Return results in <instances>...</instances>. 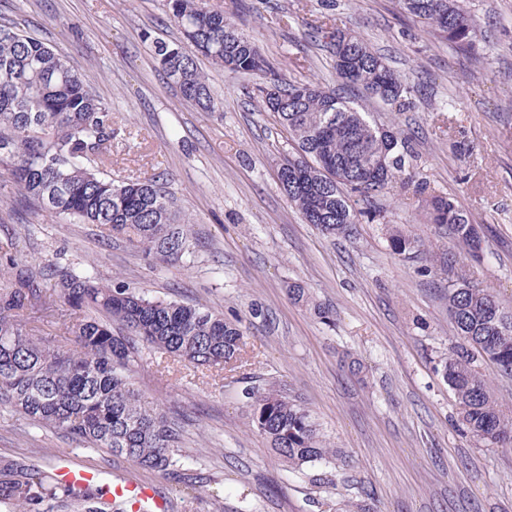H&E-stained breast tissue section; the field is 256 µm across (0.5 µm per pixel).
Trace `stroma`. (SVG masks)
Wrapping results in <instances>:
<instances>
[{
  "label": "stroma",
  "instance_id": "stroma-1",
  "mask_svg": "<svg viewBox=\"0 0 512 512\" xmlns=\"http://www.w3.org/2000/svg\"><path fill=\"white\" fill-rule=\"evenodd\" d=\"M291 82L335 89L371 123L405 138L416 178L390 184L381 214L350 237L307 224L279 189L292 152L287 131L253 96L256 77L209 69L221 103L186 100L154 59L152 42L179 28L164 0H0V26L17 27L64 55L110 102L120 134L112 177L158 176L195 230L171 266L101 240L89 224L50 217L0 167V241L27 259L119 275L162 299L205 304L241 320L245 367L204 376L142 365L136 386L180 415L177 462L153 471L30 424L0 406V455L88 463L107 479H140L171 512H512V447L476 442L458 420L439 361L456 341L442 262L512 310V0H462L476 18L459 50L416 25L398 0H210ZM356 33L403 75L404 107L365 99L336 75L324 37ZM471 146L459 156L455 147ZM451 197L482 228L480 262L460 256L424 201ZM423 243L405 255L393 230ZM310 305L292 300L291 283ZM328 316L320 318L316 310ZM358 359L363 377L350 374ZM277 383L309 410L337 456L291 469L248 425L244 389ZM198 475L192 487L179 476Z\"/></svg>",
  "mask_w": 512,
  "mask_h": 512
}]
</instances>
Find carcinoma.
I'll list each match as a JSON object with an SVG mask.
<instances>
[{"label":"carcinoma","mask_w":512,"mask_h":512,"mask_svg":"<svg viewBox=\"0 0 512 512\" xmlns=\"http://www.w3.org/2000/svg\"><path fill=\"white\" fill-rule=\"evenodd\" d=\"M416 21L460 50L473 44L477 20L459 0H399ZM185 45L157 38L152 53L183 96L212 112L220 110L201 55L217 69L270 77L260 88L264 111L277 115L295 144V155L278 169V182L304 221L327 237L350 235L368 212L366 199L409 172L407 142L380 139L366 113L334 90L292 83L272 75L256 44L208 0H166ZM334 58L348 54L349 74H338L370 99L404 105L409 88L362 38L341 31L328 36ZM112 104L96 96L86 79L46 43L0 28V165L11 171L44 212L94 224L106 240L168 264L190 250L192 225L180 221L176 199L153 177L115 181ZM430 221L445 225L467 254L479 257L482 237L453 198L428 204ZM394 253L419 247L396 232ZM448 255V311L457 342L441 361L459 420L476 441H512V420L500 413L484 368L512 376V311L483 288L455 277ZM73 315L59 344L35 336L31 322L54 323ZM157 370L178 362L222 372L243 366L239 321L202 304L162 300L95 272H46L25 260L13 244L0 247V405L36 424L63 433L86 448L125 456L139 466L165 471L181 448L182 427L150 406L135 383L144 352ZM248 424L270 442L290 468L336 455L309 412L275 384L247 390ZM0 505L10 512H124L112 484L62 485L53 468L27 457L0 456Z\"/></svg>","instance_id":"1"}]
</instances>
